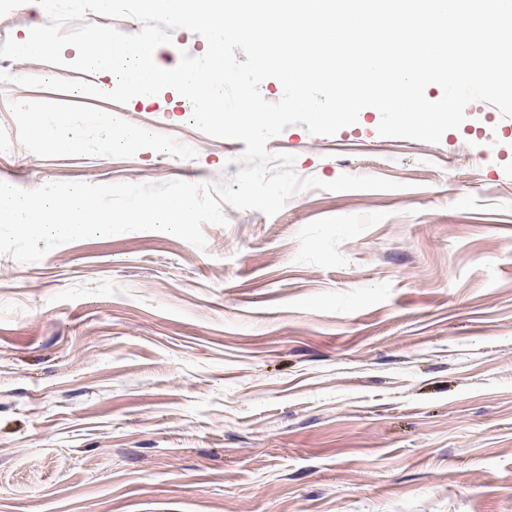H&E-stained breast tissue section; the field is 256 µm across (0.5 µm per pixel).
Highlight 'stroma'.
Instances as JSON below:
<instances>
[{
	"mask_svg": "<svg viewBox=\"0 0 512 512\" xmlns=\"http://www.w3.org/2000/svg\"><path fill=\"white\" fill-rule=\"evenodd\" d=\"M191 115L0 83V181L235 175L245 143ZM380 120L266 148L400 189L227 205L202 249L131 231L0 255V512H512V118L470 102L436 144ZM121 126L148 137L105 151Z\"/></svg>",
	"mask_w": 512,
	"mask_h": 512,
	"instance_id": "stroma-1",
	"label": "stroma"
}]
</instances>
